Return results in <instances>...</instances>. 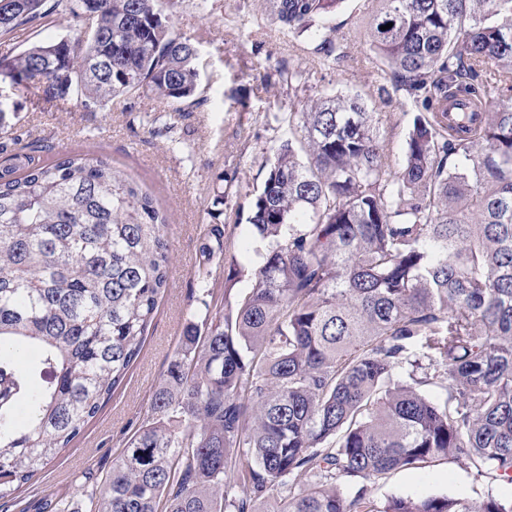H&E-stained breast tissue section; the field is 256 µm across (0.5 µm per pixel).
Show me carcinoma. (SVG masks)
I'll return each mask as SVG.
<instances>
[{
	"instance_id": "cac0c4a2",
	"label": "carcinoma",
	"mask_w": 512,
	"mask_h": 512,
	"mask_svg": "<svg viewBox=\"0 0 512 512\" xmlns=\"http://www.w3.org/2000/svg\"><path fill=\"white\" fill-rule=\"evenodd\" d=\"M81 0H12L9 34ZM310 30L342 0H271ZM368 47L421 102L403 169L382 163L358 94L307 100L249 225L259 266L234 312L189 322L152 422L99 494L53 512H512V498L399 496L341 484L444 456L512 484V0H378ZM392 24L389 29L383 26ZM84 36L0 59L14 85L86 108L196 94L197 48L158 0H102ZM464 97L468 111L438 112ZM0 173V498L31 483L112 398L168 288V217L123 170L83 154ZM224 229L211 226L208 281ZM446 376L447 396L421 387ZM247 465L232 466L230 449Z\"/></svg>"
}]
</instances>
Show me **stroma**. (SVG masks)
I'll return each instance as SVG.
<instances>
[{
    "instance_id": "obj_1",
    "label": "stroma",
    "mask_w": 512,
    "mask_h": 512,
    "mask_svg": "<svg viewBox=\"0 0 512 512\" xmlns=\"http://www.w3.org/2000/svg\"><path fill=\"white\" fill-rule=\"evenodd\" d=\"M162 7L174 32L198 48L199 102L184 111L136 92L91 112L76 100L47 102L32 90L0 82L16 105L0 118L5 122L0 164L28 143L43 142L53 151L38 154V161L78 153L126 170L166 212L170 253L169 286L139 359L84 432L32 484L0 500V512H41L44 503L74 501L81 489L102 485L127 440L150 420L152 395L189 319L224 313L249 291L257 258L242 252L241 237L274 153L298 123L308 97L361 94L369 111L380 115L385 168L397 172L404 163L410 123L421 107L398 89L393 72L368 49L377 0H341L319 18L332 38L328 44L310 32L282 28L269 0H164ZM83 30L82 22L58 12L26 30L0 34V57L40 41L74 39ZM215 223L224 228V256L247 269L229 290L224 257L213 259L207 284L195 276L202 231ZM362 486L354 479L342 488L352 493ZM366 489L381 503L393 496L480 499L494 486L466 460L439 457Z\"/></svg>"
}]
</instances>
